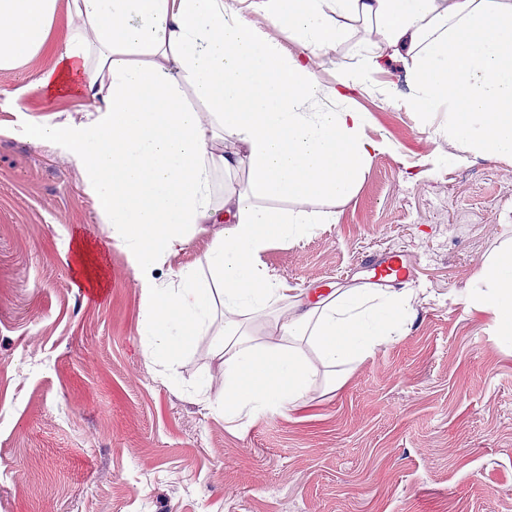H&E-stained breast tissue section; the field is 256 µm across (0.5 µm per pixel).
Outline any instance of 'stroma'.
Returning <instances> with one entry per match:
<instances>
[{
  "label": "stroma",
  "instance_id": "obj_1",
  "mask_svg": "<svg viewBox=\"0 0 512 512\" xmlns=\"http://www.w3.org/2000/svg\"><path fill=\"white\" fill-rule=\"evenodd\" d=\"M347 26L318 78L377 57L355 105L392 148L351 199L296 200L335 223L271 240L257 261L305 297L370 282L364 256L404 251L417 317L344 384L318 366L300 411L243 430L198 393L224 380L212 334L172 370L155 363L141 289L81 174L26 138L39 117L80 118L83 99L32 91L45 56L0 72V512H512V348L462 298L512 241V159L446 165L443 116L403 105L409 46Z\"/></svg>",
  "mask_w": 512,
  "mask_h": 512
}]
</instances>
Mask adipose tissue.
Listing matches in <instances>:
<instances>
[{
    "mask_svg": "<svg viewBox=\"0 0 512 512\" xmlns=\"http://www.w3.org/2000/svg\"><path fill=\"white\" fill-rule=\"evenodd\" d=\"M61 7L68 23L58 36ZM247 8L292 31L299 51L284 53L254 29ZM347 17L376 20L389 45L409 44L406 104L446 114L436 130L453 147L444 162L469 152L512 158V0H0V71L50 53L34 90L71 88L86 101L80 119L37 120L34 143L82 173L148 301L142 334L155 354L189 350L223 306L215 404L242 428L304 404L316 368L301 343L341 380L406 335L415 315L411 291L367 285L286 306L255 262L272 239L292 241L335 220L276 201L349 199L367 162L388 149L350 103L369 69L341 70L330 85L317 76L346 39ZM244 163L252 189L227 188L214 202L216 172ZM208 231L214 238L196 267L158 282L166 260ZM466 300L492 313L512 344V247L488 262ZM275 306V341L243 331L241 316Z\"/></svg>",
    "mask_w": 512,
    "mask_h": 512,
    "instance_id": "ef3b65f1",
    "label": "adipose tissue"
}]
</instances>
